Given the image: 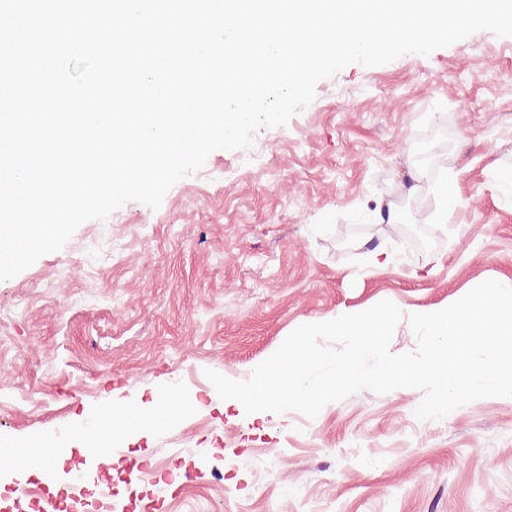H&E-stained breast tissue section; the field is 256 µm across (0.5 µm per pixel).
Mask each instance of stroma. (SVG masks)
Returning <instances> with one entry per match:
<instances>
[{
	"instance_id": "stroma-1",
	"label": "stroma",
	"mask_w": 512,
	"mask_h": 512,
	"mask_svg": "<svg viewBox=\"0 0 512 512\" xmlns=\"http://www.w3.org/2000/svg\"><path fill=\"white\" fill-rule=\"evenodd\" d=\"M510 168L512 36L348 64L286 125L212 152L159 208L85 221L0 280V443L84 429L165 375L191 410L166 435L126 438L139 466L115 487L84 468L86 503L107 489L128 512H512L511 397L418 427L423 390L363 389L304 419L220 409L205 375L247 376L330 314L388 300L406 315L512 280ZM453 173L469 207L444 224L416 214ZM380 252L394 263L374 266Z\"/></svg>"
}]
</instances>
